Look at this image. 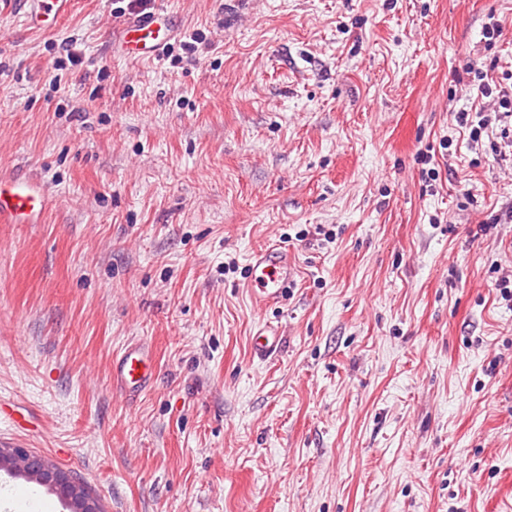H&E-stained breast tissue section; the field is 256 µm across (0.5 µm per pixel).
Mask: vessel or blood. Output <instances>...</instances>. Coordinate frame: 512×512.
<instances>
[{
  "label": "vessel or blood",
  "instance_id": "1",
  "mask_svg": "<svg viewBox=\"0 0 512 512\" xmlns=\"http://www.w3.org/2000/svg\"><path fill=\"white\" fill-rule=\"evenodd\" d=\"M69 0H28L27 25L35 30L49 28L68 12ZM172 37L169 17L152 12L127 23L118 42L125 58L140 60L159 54ZM47 196L37 184L23 179L0 176V224H26L42 216ZM298 274L281 248L253 251L248 263L246 286L254 303L261 308L283 302ZM154 362L148 351L129 346L112 365V380L123 390L136 393L151 381Z\"/></svg>",
  "mask_w": 512,
  "mask_h": 512
}]
</instances>
